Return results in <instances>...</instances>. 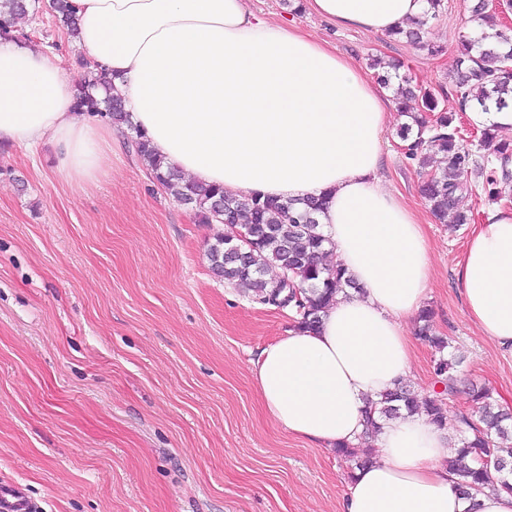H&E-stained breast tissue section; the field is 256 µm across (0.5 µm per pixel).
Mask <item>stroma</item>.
Here are the masks:
<instances>
[{"instance_id":"obj_1","label":"stroma","mask_w":512,"mask_h":512,"mask_svg":"<svg viewBox=\"0 0 512 512\" xmlns=\"http://www.w3.org/2000/svg\"><path fill=\"white\" fill-rule=\"evenodd\" d=\"M367 69H398L438 91L476 155L487 152L454 85L471 0H442L430 53L406 39L291 14L285 0H248ZM64 70L80 55L51 12L20 23ZM379 60L380 69L370 66ZM383 138L380 176L419 216L433 267L427 304L461 356L460 378L512 405V353L465 309L457 263L472 226L499 203L469 197L473 224H442L420 193L397 128ZM119 129L106 173L68 181L51 147H0V484L41 512H343L354 463L295 437L265 414L253 386L261 348L285 335L288 310L253 302L210 271L223 232L202 224L127 151Z\"/></svg>"}]
</instances>
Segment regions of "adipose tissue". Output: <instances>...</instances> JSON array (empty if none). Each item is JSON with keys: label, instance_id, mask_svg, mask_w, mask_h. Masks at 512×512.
Instances as JSON below:
<instances>
[{"label": "adipose tissue", "instance_id": "ef3b65f1", "mask_svg": "<svg viewBox=\"0 0 512 512\" xmlns=\"http://www.w3.org/2000/svg\"><path fill=\"white\" fill-rule=\"evenodd\" d=\"M73 37L112 75L133 124L186 180L237 198L324 202L321 230L357 293L337 295L316 330L264 347L253 385L266 415L326 448L356 445L364 410L411 372L409 326L432 266L416 213L379 175L393 108L364 69L246 0H71ZM348 28L391 32L427 0H306ZM77 79L29 42L0 38V146L52 145L57 170L96 183L109 121L74 107ZM469 317L512 350V210H488L458 262ZM379 457L357 468L344 512H512V492L466 499L447 431L422 413L384 424Z\"/></svg>", "mask_w": 512, "mask_h": 512}]
</instances>
